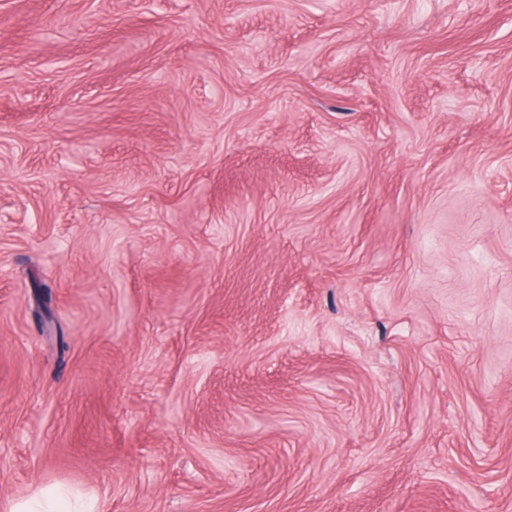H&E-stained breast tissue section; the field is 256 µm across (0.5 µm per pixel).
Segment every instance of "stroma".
<instances>
[{
    "instance_id": "1",
    "label": "stroma",
    "mask_w": 512,
    "mask_h": 512,
    "mask_svg": "<svg viewBox=\"0 0 512 512\" xmlns=\"http://www.w3.org/2000/svg\"><path fill=\"white\" fill-rule=\"evenodd\" d=\"M57 486L512 512V0H0V512Z\"/></svg>"
}]
</instances>
